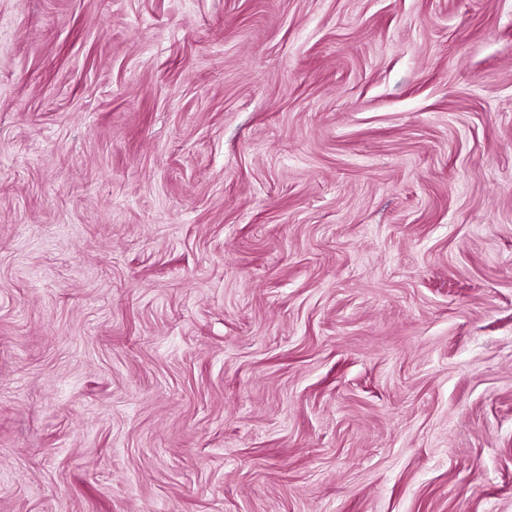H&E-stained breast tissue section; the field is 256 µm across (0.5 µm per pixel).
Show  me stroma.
<instances>
[{"label": "stroma", "mask_w": 512, "mask_h": 512, "mask_svg": "<svg viewBox=\"0 0 512 512\" xmlns=\"http://www.w3.org/2000/svg\"><path fill=\"white\" fill-rule=\"evenodd\" d=\"M0 512H512V0H0Z\"/></svg>", "instance_id": "stroma-1"}]
</instances>
